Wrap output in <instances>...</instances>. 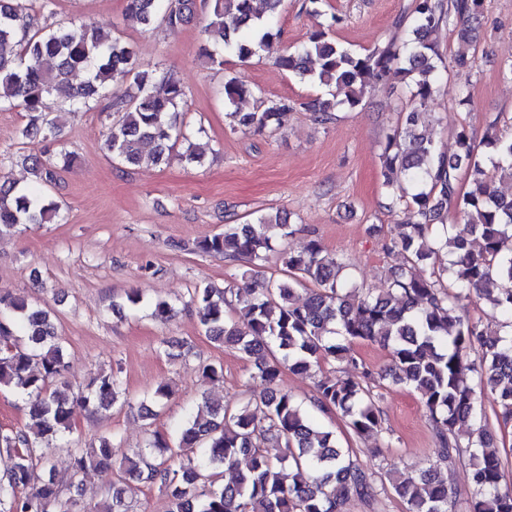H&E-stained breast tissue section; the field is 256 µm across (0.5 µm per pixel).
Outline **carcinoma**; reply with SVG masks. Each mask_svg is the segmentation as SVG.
Wrapping results in <instances>:
<instances>
[{
  "label": "carcinoma",
  "mask_w": 512,
  "mask_h": 512,
  "mask_svg": "<svg viewBox=\"0 0 512 512\" xmlns=\"http://www.w3.org/2000/svg\"><path fill=\"white\" fill-rule=\"evenodd\" d=\"M284 0H203L207 44L200 54L224 66V54L247 62L281 34L274 20ZM485 0H411L398 24L408 28L403 42L392 40L364 54L341 47L329 31L343 18L324 10L326 0H308L318 27L293 53L276 64L303 82L328 89L325 96L277 98L263 108L242 110L257 91L231 78L224 82V105L232 128L277 130L288 112L303 110L319 124L332 112L354 109L391 71L405 83L398 120L386 133L381 153L389 208L402 214L390 250L402 256L376 288L359 290L343 275L345 265L311 238L305 251L280 252L282 276L260 273L267 253L293 236L296 225L275 216L253 223L226 224L224 232L197 243L208 254L245 259L256 268L234 290L209 284L194 288L195 306L207 338L254 359L253 378L268 386L260 401L237 408L208 397L191 410L176 434L155 431L146 447L124 459L123 473L135 482L158 484L170 500L169 512H341L343 499H370L378 493L372 474L343 448L333 430L280 386L281 369L308 373L328 362H344L347 375H323L315 384L313 407L336 410L358 437L378 435L383 417L373 388L384 381L417 392L436 435V459L391 488L405 512H456L457 491L448 471L466 457L473 495L465 512H512V484L504 482L503 462L492 450L477 396L492 399L504 422L512 420V320L505 330L488 331L465 313L461 302L475 294L489 310L512 317V198L499 196L493 175L512 178V138L486 135L477 141L468 127L455 132L457 151L448 156L420 130L421 117L437 91L442 73L471 63L472 32L480 25ZM129 12L150 27L177 31L190 23L197 0H127ZM53 11L31 13L22 0H0V110L20 108L28 122L21 138L57 141L46 113L61 103L68 110L108 102L122 113L109 125L104 150L113 161L137 165L143 148L149 159L167 165L202 163L182 120L185 91L172 75H157L137 59L135 46L87 22L52 20ZM446 27L460 44L443 61L430 36ZM317 57L319 70L308 67ZM84 75L75 85L71 76ZM127 84L112 100V85ZM38 182H57L58 166L30 156ZM454 212L460 223H448ZM61 218L57 203L31 188L0 179V234L20 224ZM236 297V302L227 295ZM176 315L163 300L151 316L161 324ZM376 343L386 349L389 368H367L355 347ZM475 353L479 364L468 362ZM63 345L51 312L23 296L0 291V389L29 404V419L0 430V448L12 460L0 477V512H132V487L112 486L110 503L86 506L63 497L60 483L40 443L73 433V416L107 411L128 403L117 376L102 372L87 384L65 377ZM479 387L469 382V374ZM112 441L75 448L71 467H112ZM246 467H240L241 459ZM48 475L30 486L37 465Z\"/></svg>",
  "instance_id": "carcinoma-1"
}]
</instances>
